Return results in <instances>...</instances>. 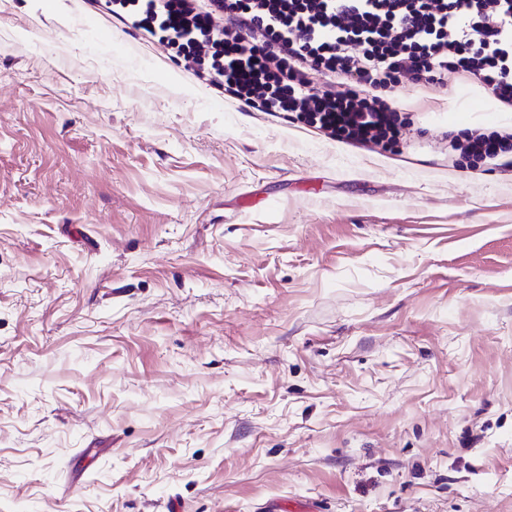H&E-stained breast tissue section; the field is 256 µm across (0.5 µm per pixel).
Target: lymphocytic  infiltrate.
I'll return each instance as SVG.
<instances>
[{"mask_svg": "<svg viewBox=\"0 0 512 512\" xmlns=\"http://www.w3.org/2000/svg\"><path fill=\"white\" fill-rule=\"evenodd\" d=\"M177 49L196 76L266 112H297L333 139L387 146L403 134L381 91L408 76L479 80L512 105V0H106ZM324 74L314 87L309 71ZM449 151L512 153V133L474 129Z\"/></svg>", "mask_w": 512, "mask_h": 512, "instance_id": "f902f5d3", "label": "lymphocytic infiltrate"}]
</instances>
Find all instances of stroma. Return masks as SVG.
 I'll use <instances>...</instances> for the list:
<instances>
[{
  "instance_id": "1",
  "label": "stroma",
  "mask_w": 512,
  "mask_h": 512,
  "mask_svg": "<svg viewBox=\"0 0 512 512\" xmlns=\"http://www.w3.org/2000/svg\"><path fill=\"white\" fill-rule=\"evenodd\" d=\"M0 0V512H512V166L245 106ZM111 41H104V34Z\"/></svg>"
}]
</instances>
